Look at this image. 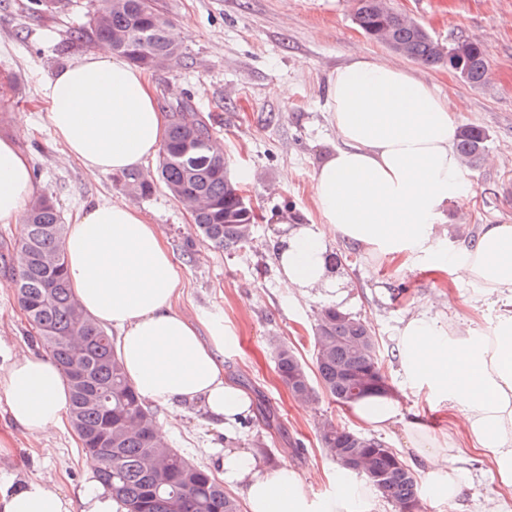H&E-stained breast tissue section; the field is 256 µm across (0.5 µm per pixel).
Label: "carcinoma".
I'll return each instance as SVG.
<instances>
[{
	"label": "carcinoma",
	"mask_w": 512,
	"mask_h": 512,
	"mask_svg": "<svg viewBox=\"0 0 512 512\" xmlns=\"http://www.w3.org/2000/svg\"><path fill=\"white\" fill-rule=\"evenodd\" d=\"M41 14L62 10L67 0H30ZM353 21L369 39L423 65L459 63L466 82L481 85L488 75V50L459 38L446 44L418 22L392 10L387 0H356ZM158 0H102L88 25L75 38L107 43L133 64L151 71L160 54H184L168 34ZM169 120L163 154L154 173L132 170L115 177L128 194L147 198L161 184L181 203L203 202L193 216L202 241L234 250L252 237L256 215L243 200V186L224 174V153L211 145L208 125L195 114L192 100L167 106ZM194 136L192 155L182 148ZM488 134L478 125L460 127L456 150L461 162L477 167L483 160ZM26 236L11 248L0 247V270L16 283L18 302L36 328L41 345L60 368L71 390L70 422L81 450L101 461L98 479L125 512H241L239 501L205 467L194 464L158 438L154 414L128 380L114 338L85 313L67 280L62 243L64 218L47 195L33 198L25 214ZM313 366L286 344L275 347L274 360L282 383L296 397L323 394L339 406H349L371 394L390 390L377 337L371 326L334 306L322 307L312 327ZM82 353L84 373L69 368ZM322 447L343 469L362 457L363 476L394 509H420L418 482L396 451L373 436L336 426H320Z\"/></svg>",
	"instance_id": "1"
}]
</instances>
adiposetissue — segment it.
<instances>
[{
  "label": "adipose tissue",
  "mask_w": 512,
  "mask_h": 512,
  "mask_svg": "<svg viewBox=\"0 0 512 512\" xmlns=\"http://www.w3.org/2000/svg\"><path fill=\"white\" fill-rule=\"evenodd\" d=\"M55 139L89 171L136 169L161 148L164 116L145 70L96 48L53 73L42 89ZM457 103L404 67L358 56L328 81V111L339 143L314 172L318 221L290 224L281 239L287 287L336 291L341 277L326 265L329 233L365 256L400 264L431 261L475 286L481 298L512 295V224L483 225L472 242L448 250L441 218L466 191L454 148ZM37 194L32 164L12 140L0 139V225L23 228L20 215ZM71 288L86 313L118 329V355L140 395L154 403L199 404L212 420L243 425L250 399L225 381L219 357L231 336L220 312L188 318L175 306L180 268L154 224L123 202L79 212L62 245ZM402 380L448 410L447 430L432 431L401 413L396 396L353 403V418L380 431L401 425L406 448L430 498L441 505L462 494L472 454L512 491V307L487 330L464 329L417 312L395 338ZM12 421L32 432L60 428L67 384L51 360L15 357L0 382ZM224 481L246 492L248 512H371L372 490L348 471L335 493L309 494L288 465L270 469L245 450L224 451ZM56 485L33 479L0 488V512H69Z\"/></svg>",
  "instance_id": "adipose-tissue-1"
}]
</instances>
